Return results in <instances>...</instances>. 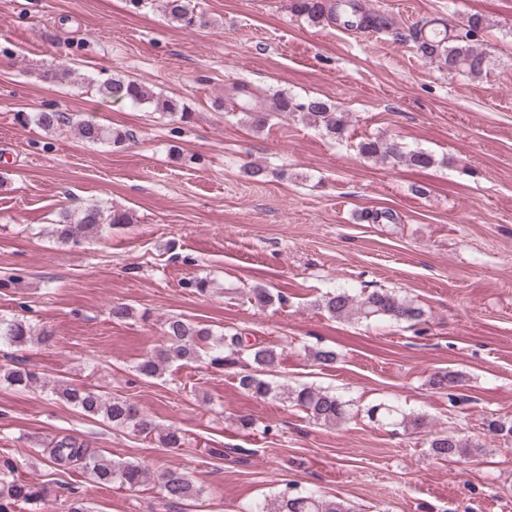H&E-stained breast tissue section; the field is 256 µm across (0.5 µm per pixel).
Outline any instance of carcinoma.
I'll list each match as a JSON object with an SVG mask.
<instances>
[{
    "instance_id": "obj_1",
    "label": "carcinoma",
    "mask_w": 512,
    "mask_h": 512,
    "mask_svg": "<svg viewBox=\"0 0 512 512\" xmlns=\"http://www.w3.org/2000/svg\"><path fill=\"white\" fill-rule=\"evenodd\" d=\"M163 8L169 20L181 28L207 25L206 18L196 13L189 0H163ZM288 8L291 13L317 24L334 23L339 19L345 26L356 29H377L389 24L385 16L365 10L360 0H289ZM487 28V19L478 13L457 25L423 19L409 30V38L419 53L437 68L450 75L465 74L478 79L490 70L489 55L480 46V38ZM73 74L74 70L61 62L41 69L38 78L50 85H60L69 81ZM94 86L98 94L112 100L128 101L133 106L146 105L154 112L170 116L178 114L182 120L190 118L187 108L179 100L156 95L133 78L115 76L96 82ZM236 90L243 101L241 112L255 129L260 130L272 118L285 114L299 118L330 139L339 140L347 131L349 115L338 111L327 99L296 97L276 91L254 103V94L248 85L241 83ZM33 119L44 131L72 127L78 138L89 144L108 142L114 148H121L130 138V133L111 131L90 117L72 119L52 109L36 113ZM357 149L364 158L404 163L422 169L439 163L434 154L422 149H408L391 137L362 140ZM131 222L132 217L125 210L107 211L97 205H89L63 210L52 233L63 244L77 243L89 234L102 232L107 226ZM245 298L251 306L261 309L284 305L283 295H275L262 285L248 288ZM315 306L335 319L357 322L385 319L398 325L417 326L425 315L414 301L382 288L370 292L362 290L358 294L347 288H337L322 294L315 301ZM32 336V327L27 322L0 315V344L21 348L31 341ZM164 336L166 344L138 364L140 374L160 377L176 362H192L203 356L209 357L210 362L217 366L246 359L248 367L237 374L238 386L245 392L259 398H281L317 423L337 425L349 419L348 403L328 390L311 386L289 389L274 384L269 379V372L277 366L281 356L274 346L252 343L240 332L226 333L217 338L209 328L179 316L165 320ZM309 356L326 368L335 366L338 361L336 351L329 348L314 349ZM0 381L18 389L42 384L38 374L25 367L0 369ZM462 382L463 376L455 372L438 373L432 378V386L436 389L459 387ZM57 394L88 417L102 416L113 425L128 428L146 438L153 435L166 448H180L185 444V435L181 431L173 428L160 430L152 419L127 399L68 383ZM366 414L370 420L396 429L421 433L428 428L424 416L407 414L390 402L374 404L367 408ZM46 448L51 464L66 466L78 462L105 486L117 484L132 488L149 480V472L142 464L105 459L87 443L70 436L53 438ZM429 448L434 456L446 461L470 451L467 440L451 429H442L431 435ZM160 490L163 498L173 503L194 499L202 493L201 488L175 471L167 472ZM43 499L44 488L14 476L11 469L0 473V512H16L21 504L37 505ZM257 512H349V509L344 503L328 499L315 490H301L287 484Z\"/></svg>"
}]
</instances>
